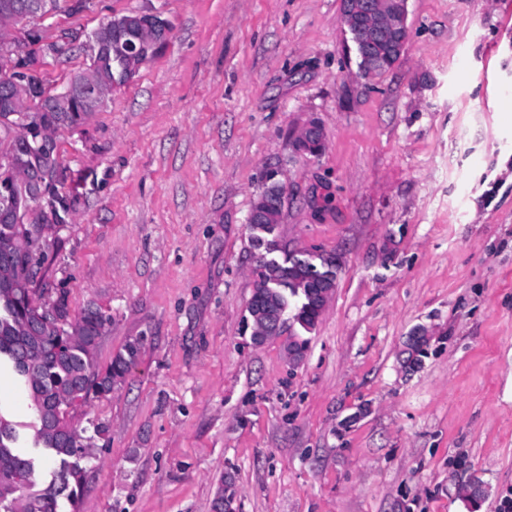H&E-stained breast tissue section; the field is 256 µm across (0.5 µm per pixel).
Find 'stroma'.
Listing matches in <instances>:
<instances>
[{
  "label": "stroma",
  "mask_w": 512,
  "mask_h": 512,
  "mask_svg": "<svg viewBox=\"0 0 512 512\" xmlns=\"http://www.w3.org/2000/svg\"><path fill=\"white\" fill-rule=\"evenodd\" d=\"M144 10L169 44L56 133L75 213L46 289L110 315L99 366L144 340L125 383L76 410L106 428L79 512H211L224 479L237 512H512V0H408L405 53L377 78L341 0H94L47 33ZM312 120L325 149L304 157ZM270 171L274 257L337 264L297 361L247 325ZM0 413L32 441L20 385ZM324 146V130L316 121L306 124L294 140L295 151L301 155L317 156L323 151Z\"/></svg>",
  "instance_id": "35a3bbf8"
}]
</instances>
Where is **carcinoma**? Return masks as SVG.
<instances>
[{
    "label": "carcinoma",
    "mask_w": 512,
    "mask_h": 512,
    "mask_svg": "<svg viewBox=\"0 0 512 512\" xmlns=\"http://www.w3.org/2000/svg\"><path fill=\"white\" fill-rule=\"evenodd\" d=\"M62 12L79 16L94 6L93 0H60ZM10 4L18 5L12 18L0 17L26 29L31 43L18 59L22 81L16 87L0 76V144L7 145L0 163V359L12 364L22 377L34 403L38 426L35 445L47 451L57 464L54 479L38 488L33 461L18 453L14 446L16 425L0 415V512H60L59 499L75 505L86 470L80 460L93 447V437L74 425L69 414L88 402L90 396L102 397L123 383L137 362L142 339L127 342L101 368L97 364L100 338L106 333L110 316L91 302L80 316L70 320L68 296L59 293L52 301L54 316L41 320L45 303L41 301V281L35 279L33 266L44 269L47 254L44 245L55 228L73 220V199L60 190L64 182L55 179L56 167L66 172L59 158L56 131L59 127L79 128L93 117L81 98L71 102L67 111H54V102L42 99L46 90L38 72L36 43L42 39V25L36 22L33 0H0V12ZM103 34L94 30L88 40L78 44L88 63L70 78L85 73L108 91L122 81L125 68L132 62L144 65L160 50L137 46V52L112 43L103 44ZM42 176L43 197L33 201L40 207L32 224H16L11 211L17 206L18 191H10L19 177ZM258 275L269 280L291 281L315 288L310 273L302 268L262 266Z\"/></svg>",
    "instance_id": "carcinoma-1"
}]
</instances>
